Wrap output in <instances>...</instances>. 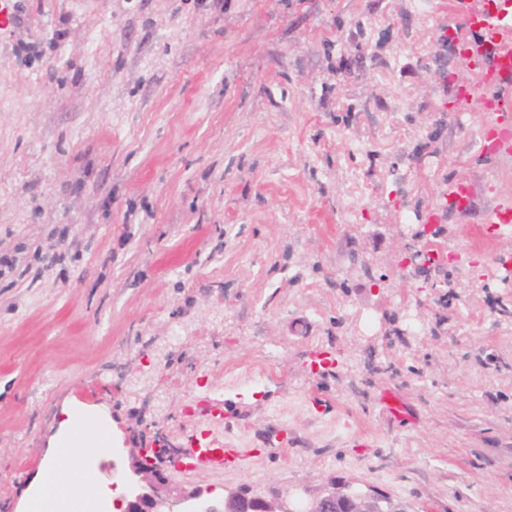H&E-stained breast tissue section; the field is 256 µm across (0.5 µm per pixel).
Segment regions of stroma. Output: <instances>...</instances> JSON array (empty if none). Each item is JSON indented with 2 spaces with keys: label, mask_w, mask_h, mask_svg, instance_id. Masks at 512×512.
Here are the masks:
<instances>
[{
  "label": "stroma",
  "mask_w": 512,
  "mask_h": 512,
  "mask_svg": "<svg viewBox=\"0 0 512 512\" xmlns=\"http://www.w3.org/2000/svg\"><path fill=\"white\" fill-rule=\"evenodd\" d=\"M9 8L0 512L70 400L142 447L160 422L187 451L203 431L262 449L178 476L208 501L336 479L405 512H512V277L466 255L426 285L393 274L406 214L438 215L448 253L512 201V160H477L467 19L448 0ZM460 180L473 207L443 210Z\"/></svg>",
  "instance_id": "obj_1"
}]
</instances>
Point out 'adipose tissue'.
Returning a JSON list of instances; mask_svg holds the SVG:
<instances>
[{
  "mask_svg": "<svg viewBox=\"0 0 512 512\" xmlns=\"http://www.w3.org/2000/svg\"><path fill=\"white\" fill-rule=\"evenodd\" d=\"M59 420L58 434L25 492L24 512H80L119 495L117 489L98 481L84 455L118 447L120 433L112 424L98 425L74 403L63 404Z\"/></svg>",
  "mask_w": 512,
  "mask_h": 512,
  "instance_id": "1",
  "label": "adipose tissue"
}]
</instances>
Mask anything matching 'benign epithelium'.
I'll return each mask as SVG.
<instances>
[{
	"label": "benign epithelium",
	"mask_w": 512,
	"mask_h": 512,
	"mask_svg": "<svg viewBox=\"0 0 512 512\" xmlns=\"http://www.w3.org/2000/svg\"><path fill=\"white\" fill-rule=\"evenodd\" d=\"M127 464L112 472L126 491L124 512H186L184 505L202 496L199 488L187 489L170 477L181 461L182 450L165 435L158 434L154 448L125 449ZM236 490L224 496L222 506L210 505L203 512H238L241 499ZM387 498L359 490L349 482H328L318 491L301 487L297 499L278 496L266 500L265 512H383Z\"/></svg>",
	"instance_id": "benign-epithelium-1"
}]
</instances>
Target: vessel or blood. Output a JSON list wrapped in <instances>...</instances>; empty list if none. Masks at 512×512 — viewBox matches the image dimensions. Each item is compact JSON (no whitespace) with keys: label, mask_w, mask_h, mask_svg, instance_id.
<instances>
[{"label":"vessel or blood","mask_w":512,"mask_h":512,"mask_svg":"<svg viewBox=\"0 0 512 512\" xmlns=\"http://www.w3.org/2000/svg\"><path fill=\"white\" fill-rule=\"evenodd\" d=\"M451 15L467 16L472 27L489 51L486 67L474 92L478 109L492 113L491 123L480 126L476 132L483 154L498 159L512 158V42L499 39L500 30L512 27V10L495 8L474 13L464 0H453ZM475 196L472 183L459 181L453 184L446 197L449 209L463 212L470 208ZM483 236L493 241L512 234V203L502 202L490 208L483 218ZM262 456L256 448H239L233 442H225L223 448L208 460L209 466L218 470L227 468L246 470Z\"/></svg>","instance_id":"1"}]
</instances>
